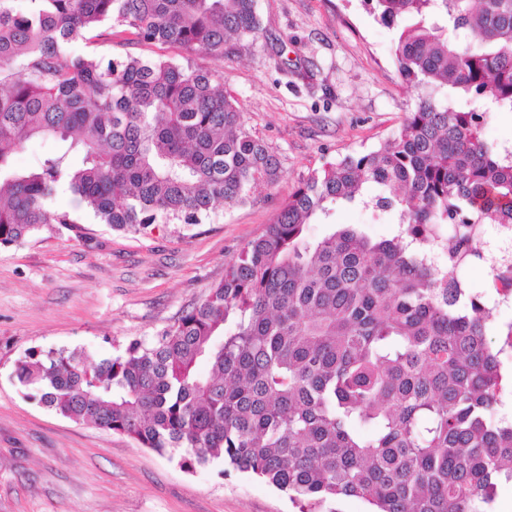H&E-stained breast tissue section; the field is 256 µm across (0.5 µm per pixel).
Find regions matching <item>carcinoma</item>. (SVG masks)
Returning <instances> with one entry per match:
<instances>
[{"instance_id": "carcinoma-1", "label": "carcinoma", "mask_w": 512, "mask_h": 512, "mask_svg": "<svg viewBox=\"0 0 512 512\" xmlns=\"http://www.w3.org/2000/svg\"><path fill=\"white\" fill-rule=\"evenodd\" d=\"M14 2L0 0V247L84 214L127 232L202 224L273 183L276 156L220 72L192 60L256 38L257 0ZM371 2L420 89L396 134L325 163L154 342L96 365L31 351L14 374L62 417L189 471L221 458L310 507L346 496L374 512H492L512 481V421L496 410L488 299L461 271L483 260L478 225H512V155L448 89L512 106V0ZM100 38L176 46L184 62L72 48ZM32 139L59 147L19 169ZM61 187L74 209L55 208ZM339 202L392 212L397 231L349 224L308 239Z\"/></svg>"}]
</instances>
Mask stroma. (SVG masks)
<instances>
[{
	"mask_svg": "<svg viewBox=\"0 0 512 512\" xmlns=\"http://www.w3.org/2000/svg\"><path fill=\"white\" fill-rule=\"evenodd\" d=\"M262 31L221 64L246 129L277 156L276 181L201 224L115 231L41 227L0 248V512H300L262 479L216 460L188 471L126 435L75 422L24 397L17 359L66 349L87 362L151 342L201 301L227 263L271 224L324 163L378 147L414 109L395 29L371 0H257ZM299 67L281 70V60ZM512 301L486 337L499 349L500 410L512 416Z\"/></svg>",
	"mask_w": 512,
	"mask_h": 512,
	"instance_id": "1",
	"label": "stroma"
}]
</instances>
